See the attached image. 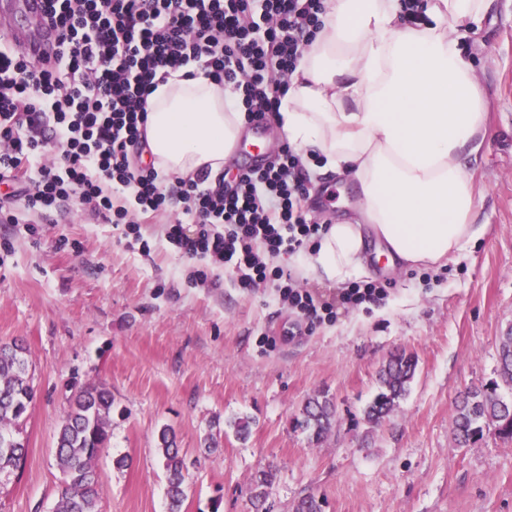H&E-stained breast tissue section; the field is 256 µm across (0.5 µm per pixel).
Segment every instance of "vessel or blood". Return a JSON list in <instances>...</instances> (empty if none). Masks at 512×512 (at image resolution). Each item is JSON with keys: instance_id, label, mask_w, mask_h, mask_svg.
<instances>
[{"instance_id": "vessel-or-blood-1", "label": "vessel or blood", "mask_w": 512, "mask_h": 512, "mask_svg": "<svg viewBox=\"0 0 512 512\" xmlns=\"http://www.w3.org/2000/svg\"><path fill=\"white\" fill-rule=\"evenodd\" d=\"M24 14L34 25V32H27L13 25L0 26V35L5 36L15 48L32 57L52 51L57 34L46 23V0H0V16L9 18Z\"/></svg>"}]
</instances>
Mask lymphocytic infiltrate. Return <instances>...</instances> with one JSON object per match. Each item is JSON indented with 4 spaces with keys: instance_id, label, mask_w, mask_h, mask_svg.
<instances>
[{
    "instance_id": "f902f5d3",
    "label": "lymphocytic infiltrate",
    "mask_w": 512,
    "mask_h": 512,
    "mask_svg": "<svg viewBox=\"0 0 512 512\" xmlns=\"http://www.w3.org/2000/svg\"><path fill=\"white\" fill-rule=\"evenodd\" d=\"M47 2L55 56L34 61L0 44V184L9 188L1 223L75 208L146 251L145 217L169 212L165 236L183 256L231 264L245 288L274 284L314 320L383 300L385 288L361 281L331 303L270 266V257L309 249L324 232L305 206L309 172L290 144L265 170L229 180L207 170L166 176L143 159L154 79L191 61L231 86L245 126L274 121L325 0Z\"/></svg>"
}]
</instances>
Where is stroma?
I'll use <instances>...</instances> for the list:
<instances>
[{
	"instance_id": "stroma-1",
	"label": "stroma",
	"mask_w": 512,
	"mask_h": 512,
	"mask_svg": "<svg viewBox=\"0 0 512 512\" xmlns=\"http://www.w3.org/2000/svg\"><path fill=\"white\" fill-rule=\"evenodd\" d=\"M481 75L494 132L471 163L482 232L430 270L371 265L385 298L314 322L274 287H241L231 265L181 256L167 215L142 232L66 211L40 237L0 223V342L20 339L37 396L24 426V468L0 477V512H51L61 486L55 435L74 382L115 399L111 446L97 460L99 512H166L157 436L178 434L190 485L184 512H293L307 495L323 512H512V440L495 432L461 445L458 395L497 378L501 331L512 323V0H491L462 43ZM312 212L350 219L355 195L335 174L311 173ZM207 274L194 280V270ZM417 363L408 394L381 424L364 417L378 371L395 351ZM319 393L336 422L310 442L291 421ZM251 417L246 439L228 422ZM220 441L208 451L204 438ZM131 463L117 468V458ZM272 476L265 505L253 478Z\"/></svg>"
}]
</instances>
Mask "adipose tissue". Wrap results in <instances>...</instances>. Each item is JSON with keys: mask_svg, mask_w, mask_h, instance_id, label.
<instances>
[{"mask_svg": "<svg viewBox=\"0 0 512 512\" xmlns=\"http://www.w3.org/2000/svg\"><path fill=\"white\" fill-rule=\"evenodd\" d=\"M489 0H426L405 22L400 0H327L277 124L318 169L358 188L351 221L328 225L298 257L304 278L346 283L364 268V227L389 264L437 266L479 234L469 164L489 141L486 97L460 42ZM146 155L165 174L219 172L242 140L229 88L197 62L172 71L147 99Z\"/></svg>", "mask_w": 512, "mask_h": 512, "instance_id": "1", "label": "adipose tissue"}]
</instances>
